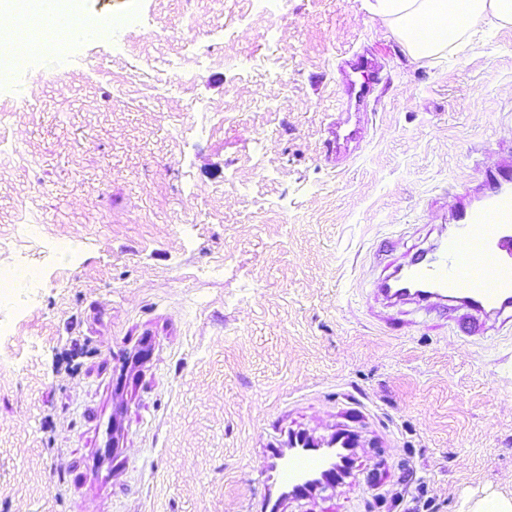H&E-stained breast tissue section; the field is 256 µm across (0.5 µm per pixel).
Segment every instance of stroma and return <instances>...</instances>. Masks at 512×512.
I'll return each mask as SVG.
<instances>
[{"mask_svg":"<svg viewBox=\"0 0 512 512\" xmlns=\"http://www.w3.org/2000/svg\"><path fill=\"white\" fill-rule=\"evenodd\" d=\"M77 10L136 22L0 89V267L24 223L77 245L0 335V512H245L271 442L341 425L361 435L351 477L285 512L512 498V332L478 344L371 294L512 158V26L418 59L367 0ZM363 50L383 81L331 153L336 60ZM144 336L153 355L114 398L109 353ZM118 405L105 486L96 426Z\"/></svg>","mask_w":512,"mask_h":512,"instance_id":"stroma-1","label":"stroma"}]
</instances>
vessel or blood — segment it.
Segmentation results:
<instances>
[{
	"mask_svg": "<svg viewBox=\"0 0 512 512\" xmlns=\"http://www.w3.org/2000/svg\"><path fill=\"white\" fill-rule=\"evenodd\" d=\"M348 101L364 103L381 68L354 52L339 62ZM374 294L387 306L411 304L425 313L455 315L463 336L489 340L512 329V165L487 169L467 183L451 212L447 235L426 248L390 261ZM261 512H283L286 502L306 500L309 480L326 488L345 478L339 457L303 448L267 449L260 465Z\"/></svg>",
	"mask_w": 512,
	"mask_h": 512,
	"instance_id": "vessel-or-blood-1",
	"label": "vessel or blood"
}]
</instances>
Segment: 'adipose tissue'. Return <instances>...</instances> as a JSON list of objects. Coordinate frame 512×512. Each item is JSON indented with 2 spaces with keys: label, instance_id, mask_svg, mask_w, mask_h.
<instances>
[{
  "label": "adipose tissue",
  "instance_id": "ef3b65f1",
  "mask_svg": "<svg viewBox=\"0 0 512 512\" xmlns=\"http://www.w3.org/2000/svg\"><path fill=\"white\" fill-rule=\"evenodd\" d=\"M371 8L417 58L463 44L473 24L512 26V0H373Z\"/></svg>",
  "mask_w": 512,
  "mask_h": 512
}]
</instances>
